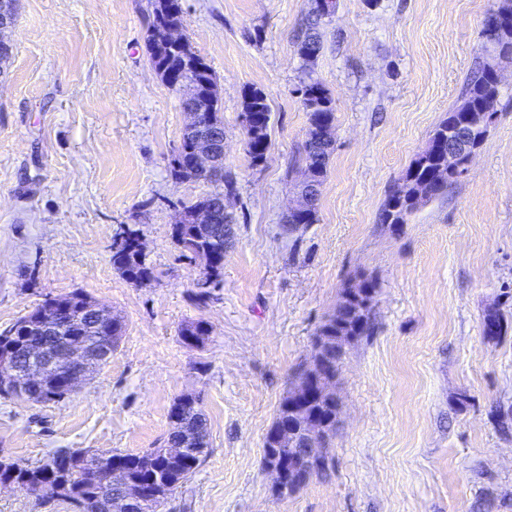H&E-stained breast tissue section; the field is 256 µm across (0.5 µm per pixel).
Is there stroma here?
<instances>
[{"label":"stroma","instance_id":"1","mask_svg":"<svg viewBox=\"0 0 512 512\" xmlns=\"http://www.w3.org/2000/svg\"><path fill=\"white\" fill-rule=\"evenodd\" d=\"M183 32L215 72L224 168L236 181L224 276L197 304V260L174 241L182 202L216 182L170 172L185 114L146 47L151 0H18L0 73V332L45 298L83 292L121 316L111 361L61 401L0 398V455L40 464L59 448L159 447L169 410L193 395L208 448L165 512H512V330L482 334L498 304L512 323V60L497 120L468 174L404 224L379 221L391 188L456 103L483 56L498 0H336L313 64L297 53L314 0H182ZM321 81L335 151L317 220L281 222L304 167L296 93ZM271 107V148L252 164L244 91ZM153 281L112 263L126 230ZM375 281L373 333L336 380L328 476L276 498L263 439L342 291ZM203 321L201 347L180 339ZM0 512H74L62 499L0 490Z\"/></svg>","mask_w":512,"mask_h":512}]
</instances>
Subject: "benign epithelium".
Here are the masks:
<instances>
[{
	"instance_id": "obj_1",
	"label": "benign epithelium",
	"mask_w": 512,
	"mask_h": 512,
	"mask_svg": "<svg viewBox=\"0 0 512 512\" xmlns=\"http://www.w3.org/2000/svg\"><path fill=\"white\" fill-rule=\"evenodd\" d=\"M10 8L0 0V45L11 44L10 33L12 23L9 18ZM495 104H490L485 111L477 116L466 115L448 130L437 135L438 145L448 149V169H469L477 150L486 139L485 128L496 120ZM186 123L194 126V153L197 169L209 176L215 172L219 160L217 154L224 151V131L216 130L199 123L198 113L193 109L184 110ZM465 164H460L461 158ZM303 181L306 182L307 193L288 209V213L297 214L316 204L321 184L313 179L309 170H304ZM198 220L208 225L214 233L220 231L230 235L233 225L226 224L219 228L216 223L221 216L210 207L197 212ZM206 275L199 278L196 288L208 292L215 287L216 270L208 267L206 259L198 258ZM374 302V294L368 290L356 289L341 296L336 307V314L343 317L347 314L359 316L367 311ZM68 310L65 308H39L34 312L32 326L44 333L52 335L48 343H31L15 363L5 356L0 359L3 372L0 373V389L16 394V398L24 400L29 391L40 388L51 377H63L66 394L73 393L88 379L93 363L109 360L112 357V341L102 334L103 329L112 322V309L98 302H92L82 310V317L90 322L93 336L60 335L62 323ZM326 337L319 338L313 344L310 364L301 370L300 385H292L288 391V401L283 406V413L276 423L269 427L265 436V470L270 477L273 489L281 495L288 494L298 474L312 472L320 464L318 451L328 438L329 430L316 405H324L335 399L336 377L334 372L340 366L346 353L343 348L328 351L324 345ZM172 433L178 435L181 446L185 447L197 439L185 422L175 417L172 420ZM294 445L297 453L287 459L280 458L278 450ZM66 484L60 479H50L35 488L36 494L47 497H62ZM121 493V504L129 512H139L149 491L144 488L131 489L127 486L124 472L119 468H102L97 473L95 496L79 502L80 512H98L100 503L112 499V494Z\"/></svg>"
}]
</instances>
